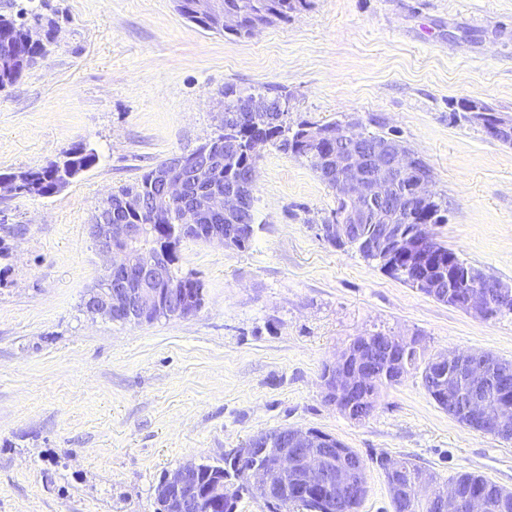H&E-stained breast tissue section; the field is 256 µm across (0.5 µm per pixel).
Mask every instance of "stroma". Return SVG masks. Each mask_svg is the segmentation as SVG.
Returning <instances> with one entry per match:
<instances>
[{"label": "stroma", "instance_id": "obj_1", "mask_svg": "<svg viewBox=\"0 0 512 512\" xmlns=\"http://www.w3.org/2000/svg\"><path fill=\"white\" fill-rule=\"evenodd\" d=\"M21 11L54 20L56 37L0 91V174L79 143L99 160L53 196L0 199V512H157L164 472L280 427L366 461L358 512H394L380 456L512 490V441L448 415L420 371L360 422L325 401L323 367L358 336L512 360V315L467 314L330 246L317 226L334 192L274 146L257 162L249 246H180L204 284L197 314L130 325L82 309L102 267L89 235L99 206L216 137L228 86L288 91L292 123L357 116L362 132L401 140L448 202L431 232L512 284V146L450 118L464 99L512 114V0H310L244 38L190 23L175 0H0L1 15Z\"/></svg>", "mask_w": 512, "mask_h": 512}]
</instances>
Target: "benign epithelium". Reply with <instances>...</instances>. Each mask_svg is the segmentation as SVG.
<instances>
[{
  "label": "benign epithelium",
  "mask_w": 512,
  "mask_h": 512,
  "mask_svg": "<svg viewBox=\"0 0 512 512\" xmlns=\"http://www.w3.org/2000/svg\"><path fill=\"white\" fill-rule=\"evenodd\" d=\"M190 7L197 17L216 26L237 24L235 15L224 12V0H192ZM487 112L490 120L482 122L487 138L511 146L512 116L491 108ZM358 125L351 121L336 128V141L347 147L323 159L332 191L344 205L332 223L319 225L320 236L327 242L334 237L347 238L359 234L360 225L375 224V235L362 242L366 251L379 258L387 269L396 254L413 257L416 265L423 268L433 235L426 224L415 225L410 234L404 231L401 200L405 198L412 204L431 200L432 176L415 165L407 147L396 138L382 141L370 150L363 149L356 131ZM229 161L224 150L210 145L191 153L174 154L155 171L149 192L125 195L113 205L136 211L150 223L165 219L169 210L176 207V234L192 236L202 225L213 224L208 240L222 243L224 227L219 222L246 221L255 181L252 174L245 182L224 187L216 175ZM49 164L58 170L62 181L77 176L75 169L67 165L65 154ZM34 181L31 174L1 175L0 199L16 196ZM111 213L109 209L98 214L90 224L91 237L104 264L84 299L86 312L108 320L120 316L129 324L196 314L204 302L203 290L175 284L171 247L160 243L148 253L137 250L134 244L143 235L145 225L114 224ZM455 303L469 314L487 318L497 309L512 306V286L495 278L471 281ZM408 347L422 349L420 337L374 332L355 338L328 366L326 402L346 416L357 418V411L373 404L372 385L378 377L388 373L398 380L405 375L403 366L392 371L380 367V358ZM429 367L439 375L450 368L455 371V380L443 388V393L448 396V404L462 406L467 426L501 440H512V406L491 407L477 396L492 369L484 353L444 350L430 357ZM275 441L282 444L275 451V465L267 467L256 462L255 450H269ZM331 445L328 438L311 429L287 427L281 430L279 439L265 433L253 436L234 451L233 457L256 493L269 494L275 476L292 474L301 495L316 490L330 512H347L351 503L366 492V472L358 458L345 451L339 453V459H333ZM194 468L195 463L190 462L164 474L155 488L163 512H189L205 503L218 512L224 510V490L201 488L194 480ZM391 497L397 502L405 498L435 501L440 512H489L492 508L487 492L463 494L455 483L440 485L427 470L412 474L405 490L391 489Z\"/></svg>",
  "instance_id": "7a95c632"
}]
</instances>
